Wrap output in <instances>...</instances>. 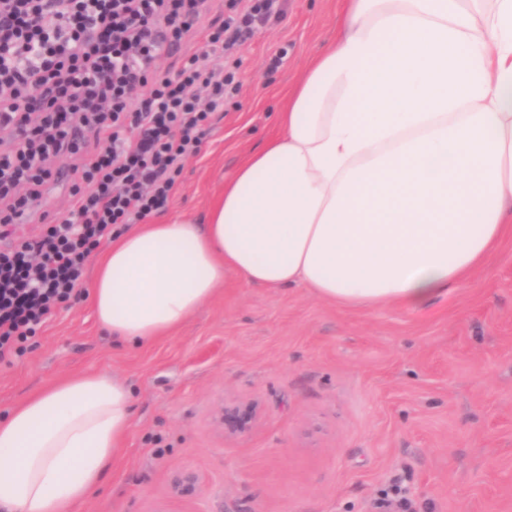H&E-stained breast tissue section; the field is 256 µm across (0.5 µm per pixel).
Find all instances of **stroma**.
Masks as SVG:
<instances>
[{"label": "stroma", "instance_id": "obj_1", "mask_svg": "<svg viewBox=\"0 0 512 512\" xmlns=\"http://www.w3.org/2000/svg\"><path fill=\"white\" fill-rule=\"evenodd\" d=\"M342 7L282 0L280 17L234 50L240 92L186 160L166 214L206 220L245 158L279 133L275 115ZM90 372L132 387L136 427L73 512H375L394 484L411 512H512V240L419 309L346 308L230 277L174 333L128 346L82 298L0 363V415ZM249 400L258 424L225 439L216 412ZM183 470L199 477L185 498L170 488Z\"/></svg>", "mask_w": 512, "mask_h": 512}]
</instances>
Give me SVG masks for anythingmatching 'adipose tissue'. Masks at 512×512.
I'll use <instances>...</instances> for the list:
<instances>
[{"label": "adipose tissue", "mask_w": 512, "mask_h": 512, "mask_svg": "<svg viewBox=\"0 0 512 512\" xmlns=\"http://www.w3.org/2000/svg\"><path fill=\"white\" fill-rule=\"evenodd\" d=\"M206 223L113 238L88 284L100 323L140 346L226 276L349 308H420L512 237V0H344L336 37L288 92ZM134 428L105 373L0 415V512H70Z\"/></svg>", "instance_id": "ef3b65f1"}]
</instances>
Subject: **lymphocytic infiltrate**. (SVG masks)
Masks as SVG:
<instances>
[{
	"label": "lymphocytic infiltrate",
	"mask_w": 512,
	"mask_h": 512,
	"mask_svg": "<svg viewBox=\"0 0 512 512\" xmlns=\"http://www.w3.org/2000/svg\"><path fill=\"white\" fill-rule=\"evenodd\" d=\"M236 5L214 20L213 0H0V237L32 217L55 161H72L68 210L0 252V362L80 297L103 241L166 206L240 90L220 56L280 11V0ZM193 40L156 75L157 59Z\"/></svg>",
	"instance_id": "f902f5d3"
}]
</instances>
